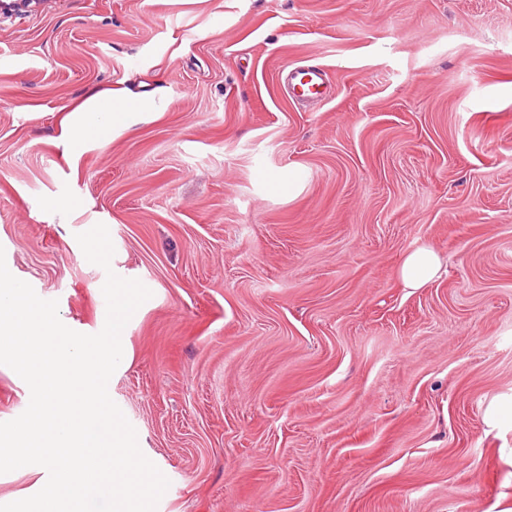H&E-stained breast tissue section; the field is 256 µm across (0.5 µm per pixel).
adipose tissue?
<instances>
[{"instance_id":"obj_1","label":"adipose tissue","mask_w":512,"mask_h":512,"mask_svg":"<svg viewBox=\"0 0 512 512\" xmlns=\"http://www.w3.org/2000/svg\"><path fill=\"white\" fill-rule=\"evenodd\" d=\"M149 109V104L131 105L109 95L92 97L77 108L68 131V145L78 149L83 144L106 137ZM440 273L441 261L437 254L430 248L421 247L406 257L401 279L405 287L418 289L439 277Z\"/></svg>"}]
</instances>
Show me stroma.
Wrapping results in <instances>:
<instances>
[{
    "label": "stroma",
    "instance_id": "35a3bbf8",
    "mask_svg": "<svg viewBox=\"0 0 512 512\" xmlns=\"http://www.w3.org/2000/svg\"><path fill=\"white\" fill-rule=\"evenodd\" d=\"M1 53L9 271L100 332L101 223L152 292L108 392L157 512H512V0H47ZM103 90L156 108L67 149ZM285 78L290 96L297 100L320 98L327 92L324 73L318 68L289 70ZM441 267V261L432 249L420 247L406 257L401 279L406 288H423L440 276Z\"/></svg>",
    "mask_w": 512,
    "mask_h": 512
}]
</instances>
